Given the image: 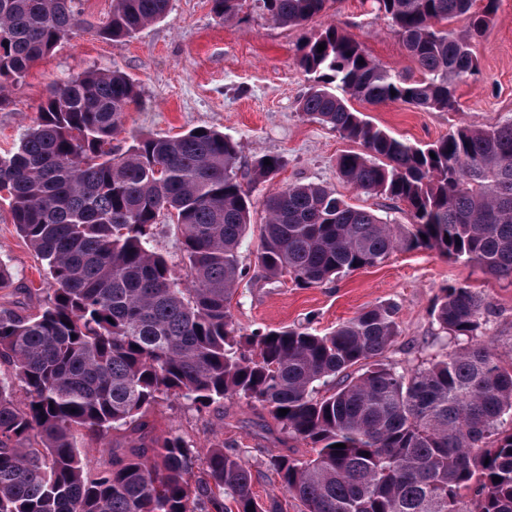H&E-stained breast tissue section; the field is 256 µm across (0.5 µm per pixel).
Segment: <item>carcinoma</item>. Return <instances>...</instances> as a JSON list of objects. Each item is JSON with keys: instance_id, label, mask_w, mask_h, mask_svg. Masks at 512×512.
I'll return each mask as SVG.
<instances>
[{"instance_id": "cac0c4a2", "label": "carcinoma", "mask_w": 512, "mask_h": 512, "mask_svg": "<svg viewBox=\"0 0 512 512\" xmlns=\"http://www.w3.org/2000/svg\"><path fill=\"white\" fill-rule=\"evenodd\" d=\"M78 2L0 0V106L36 59L91 27ZM243 2L213 0V11L232 21ZM256 2L285 27L307 25L327 4ZM475 2L372 0L418 79L381 68L332 24L298 44L313 78L299 110L362 146L338 156L340 177L404 203L410 223L352 207L322 185L275 188L263 199L262 277L311 287L424 249L512 279V121L418 146L348 104L456 111L457 84L477 71L473 42L499 0ZM169 4L112 0L97 31L121 45ZM461 16L466 25L450 27ZM137 101L117 69L54 82L37 121L0 155V200L49 285L35 314L0 303V364L10 372L0 378V512H284L278 496L256 498L250 466L222 442L207 449L200 475L197 451L177 434L114 451L104 469L72 442L77 429L99 443L122 428L145 438L149 408L170 397L198 410L243 398L309 445L308 458L268 463L303 512H512V364L478 342L485 297L442 286L431 316L467 342L411 371L384 362L398 336L388 305L324 334L240 333L230 304L248 275L243 180H273L283 159L265 154L243 171L238 142L209 128L132 134L115 155L112 141ZM163 218L181 236L179 266L154 247Z\"/></svg>"}]
</instances>
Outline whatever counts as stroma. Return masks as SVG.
<instances>
[{"label":"stroma","mask_w":512,"mask_h":512,"mask_svg":"<svg viewBox=\"0 0 512 512\" xmlns=\"http://www.w3.org/2000/svg\"><path fill=\"white\" fill-rule=\"evenodd\" d=\"M329 24L358 41L382 68L418 78V68L400 38L372 11L370 0H330L326 11L306 28L275 24L256 0H246L240 19L232 22L215 16L212 0H170L165 18L143 27L120 47L94 31H81L37 60L0 107V153L17 144L36 119L48 85L92 70L118 69L134 81L140 95L125 116L127 129L153 135L197 127L222 131L238 141L245 169L258 155L282 157L284 166L272 185L250 190L253 223L264 218L263 198L270 186L293 183L333 188L352 205L409 223L405 209L393 208L391 201L379 196L357 194L340 180L336 159L357 150V143L299 110L311 79L298 64L296 48L308 29ZM473 53L479 72L458 86V111H427L401 102L358 101L354 107L389 134L421 145L461 127L512 120V0H499L496 17L475 42ZM1 258L12 274L13 287L27 291L26 312H37L48 293L44 271L17 234L5 204L0 205ZM448 283L485 295L488 311L480 341L502 359L512 358V282L429 250L395 252L376 266L310 288L257 277L240 284L231 313L244 334L285 326H307L323 334L363 308L387 304L396 311L399 334L385 360L407 371L456 346L430 315L441 286ZM149 419L157 433H179L199 450L219 440L240 453L251 465L254 490L263 499L277 487L266 469L271 457L311 454L307 445L282 434L274 420H263L260 408L235 397L203 411L181 399H164L150 408Z\"/></svg>","instance_id":"35a3bbf8"}]
</instances>
